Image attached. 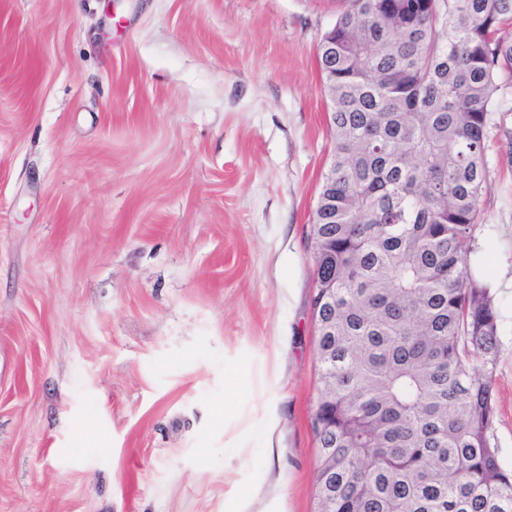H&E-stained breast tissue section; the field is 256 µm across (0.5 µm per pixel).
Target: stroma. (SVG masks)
Returning <instances> with one entry per match:
<instances>
[{
    "label": "stroma",
    "instance_id": "stroma-1",
    "mask_svg": "<svg viewBox=\"0 0 512 512\" xmlns=\"http://www.w3.org/2000/svg\"><path fill=\"white\" fill-rule=\"evenodd\" d=\"M339 6L0 0V512H316L317 44ZM501 83L470 270L510 470Z\"/></svg>",
    "mask_w": 512,
    "mask_h": 512
}]
</instances>
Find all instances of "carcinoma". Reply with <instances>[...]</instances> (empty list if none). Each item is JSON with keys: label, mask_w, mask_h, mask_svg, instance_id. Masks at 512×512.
<instances>
[{"label": "carcinoma", "mask_w": 512, "mask_h": 512, "mask_svg": "<svg viewBox=\"0 0 512 512\" xmlns=\"http://www.w3.org/2000/svg\"><path fill=\"white\" fill-rule=\"evenodd\" d=\"M318 42L319 512H512L498 313L468 264L512 0H341Z\"/></svg>", "instance_id": "cac0c4a2"}]
</instances>
